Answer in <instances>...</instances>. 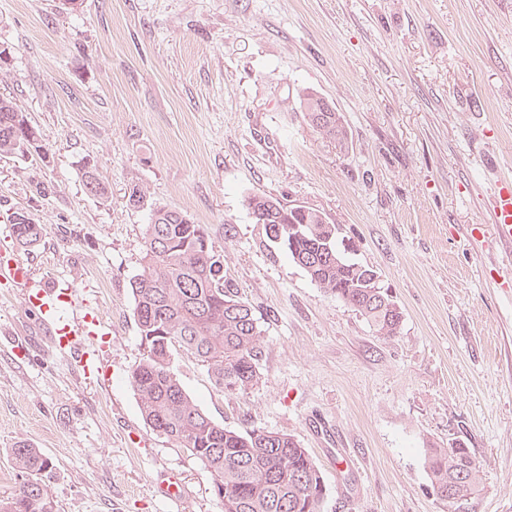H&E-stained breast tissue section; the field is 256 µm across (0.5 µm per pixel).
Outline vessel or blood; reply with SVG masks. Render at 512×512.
Listing matches in <instances>:
<instances>
[{
	"label": "vessel or blood",
	"instance_id": "b4317fda",
	"mask_svg": "<svg viewBox=\"0 0 512 512\" xmlns=\"http://www.w3.org/2000/svg\"><path fill=\"white\" fill-rule=\"evenodd\" d=\"M489 227L493 235L501 242L512 244V175L501 176L495 184L488 211ZM0 279L17 285L30 282V270L20 261L1 262ZM32 304L42 314V326L51 346L75 354L83 373H91L97 357L90 343L101 321L96 311L72 288H61L57 284H45L29 296ZM70 307L78 310L80 321L70 324L61 319L60 308Z\"/></svg>",
	"mask_w": 512,
	"mask_h": 512
}]
</instances>
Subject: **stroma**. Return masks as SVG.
<instances>
[{"label":"stroma","instance_id":"1","mask_svg":"<svg viewBox=\"0 0 512 512\" xmlns=\"http://www.w3.org/2000/svg\"><path fill=\"white\" fill-rule=\"evenodd\" d=\"M2 43L0 94L49 156H0V260L75 283L108 329L86 380L25 290L0 283V493L21 481L25 441L49 461L55 512H222L209 470L144 422L129 383L143 356L130 282L166 205L205 225L264 331L244 394L173 355L200 409L294 436L322 472V512H448L426 458L457 441L483 463L470 512H512V252L470 236L512 170V0H0ZM301 88L341 114L347 149L306 123ZM87 162L109 199L85 191ZM133 186L143 207L125 203ZM256 193L338 225L401 307L396 336L267 239ZM17 211L46 227L33 250L11 234Z\"/></svg>","mask_w":512,"mask_h":512}]
</instances>
